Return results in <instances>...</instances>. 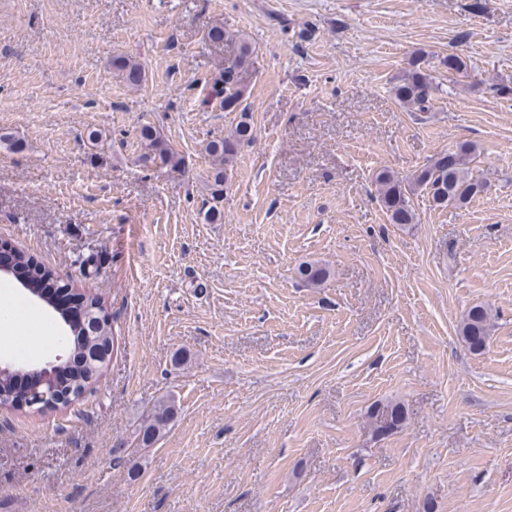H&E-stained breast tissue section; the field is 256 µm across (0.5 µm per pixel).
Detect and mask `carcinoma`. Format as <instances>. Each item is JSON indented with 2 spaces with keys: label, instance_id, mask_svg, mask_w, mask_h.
I'll use <instances>...</instances> for the list:
<instances>
[{
  "label": "carcinoma",
  "instance_id": "obj_1",
  "mask_svg": "<svg viewBox=\"0 0 512 512\" xmlns=\"http://www.w3.org/2000/svg\"><path fill=\"white\" fill-rule=\"evenodd\" d=\"M252 47L244 37L238 38V48L234 58L209 81L206 95L200 106L224 108V102H234L233 111L240 113V120L224 136L215 138L207 144L206 150L213 159V171L209 191L214 205L205 213V220L213 224L222 220L218 203L224 196V185L232 175L234 164L241 149L255 138V129L251 122L248 107L243 105L244 92L238 85V70L248 65ZM422 61L409 63L396 78L393 86L395 98L401 105L417 111L429 109L437 86L430 74L421 67ZM112 68L131 86H139L145 81V68L139 61L118 55L112 58ZM139 160L146 167L156 166L179 170L183 166L181 154L165 140L160 131L149 123L139 129ZM477 154L476 145L463 142L456 149L441 152L432 157L415 174L401 177L387 168L376 172L377 199L392 224H414L417 215L413 197L419 192H426L433 205L457 208L468 206L483 193L487 181L476 177L470 170V164ZM301 283L308 287L321 285L330 276L328 267L316 262H304L297 268ZM66 286L55 272L48 268L40 269V274L30 282L27 291L45 301L53 290ZM84 299V326L71 330L74 358L81 361L75 377L66 385L51 377L41 387L45 395L43 402L60 401L67 404L77 399L97 380L109 363L114 336L112 325L108 320L101 299L93 292L81 293ZM492 327L491 310L482 305L471 307L462 317L457 327L458 336L467 350L474 354L484 353ZM24 394L15 383L13 371L0 372V405H12ZM176 412V405L170 398L158 401L146 416L137 436V446L149 448L164 433ZM369 417L373 432L378 437L387 436L403 427L405 413L398 403L375 406Z\"/></svg>",
  "mask_w": 512,
  "mask_h": 512
}]
</instances>
